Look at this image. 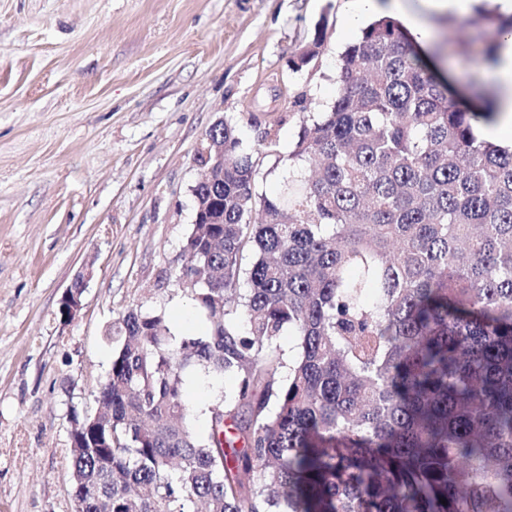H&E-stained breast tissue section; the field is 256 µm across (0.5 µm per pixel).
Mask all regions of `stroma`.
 Segmentation results:
<instances>
[{"label": "stroma", "mask_w": 512, "mask_h": 512, "mask_svg": "<svg viewBox=\"0 0 512 512\" xmlns=\"http://www.w3.org/2000/svg\"><path fill=\"white\" fill-rule=\"evenodd\" d=\"M391 2L377 16L417 13L433 46L473 36L421 0ZM345 15L346 0H0V512H76L72 415L96 410L108 328L137 308L176 338L201 335L178 275L203 136L236 123L258 192L277 195L304 112L332 104L362 34ZM267 127L273 153L258 144ZM79 277L66 322L60 299ZM235 388L231 373L187 371L199 434ZM84 287V280L78 278L62 296L60 304V313L61 319H63L64 321L73 320L81 308V300L79 299V295L77 293H74L73 289L80 288V290L83 292ZM72 294H74V296H72Z\"/></svg>", "instance_id": "stroma-1"}]
</instances>
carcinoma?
Instances as JSON below:
<instances>
[{"label":"carcinoma","instance_id":"cac0c4a2","mask_svg":"<svg viewBox=\"0 0 512 512\" xmlns=\"http://www.w3.org/2000/svg\"><path fill=\"white\" fill-rule=\"evenodd\" d=\"M499 62L512 14L465 20ZM405 31L381 17L341 55L336 98L302 121L274 198L237 126L195 156L199 221L180 280L206 332L175 342L133 308L73 414L76 512H512V150L480 139ZM297 337L294 355L277 350ZM231 372L196 433L185 369ZM447 504H442L441 500Z\"/></svg>","mask_w":512,"mask_h":512}]
</instances>
